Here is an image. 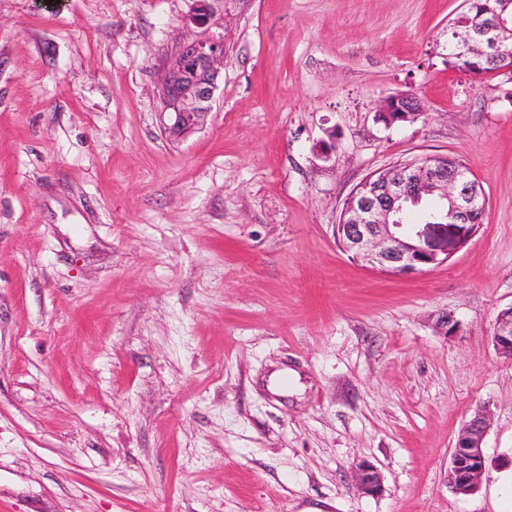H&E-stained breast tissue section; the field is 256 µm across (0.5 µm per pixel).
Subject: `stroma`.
<instances>
[{
  "instance_id": "stroma-1",
  "label": "stroma",
  "mask_w": 512,
  "mask_h": 512,
  "mask_svg": "<svg viewBox=\"0 0 512 512\" xmlns=\"http://www.w3.org/2000/svg\"><path fill=\"white\" fill-rule=\"evenodd\" d=\"M192 7L0 0V512H512V83L449 68L463 0H219L224 77L175 137ZM406 92L420 118L378 122ZM434 155L482 185L476 235L411 276L353 261L350 192ZM492 341L497 353L512 361V306L500 312ZM491 425L488 411L477 408L460 427L448 466V489L455 495H469L480 485L486 471L483 444ZM357 488L364 494L375 495L382 490V481L377 467L368 460H360L352 469Z\"/></svg>"
}]
</instances>
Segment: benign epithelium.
Returning <instances> with one entry per match:
<instances>
[{
    "label": "benign epithelium",
    "instance_id": "benign-epithelium-1",
    "mask_svg": "<svg viewBox=\"0 0 512 512\" xmlns=\"http://www.w3.org/2000/svg\"><path fill=\"white\" fill-rule=\"evenodd\" d=\"M188 21L204 34L183 43L164 67L161 88L165 130L179 136L197 126L210 110L224 69V34L211 31L216 0H194ZM512 0H503L496 25L473 28L460 39L453 57L467 61V75L480 79L499 74L512 81V52L502 46L499 32L512 24ZM421 115L412 94L385 98L377 106V121L390 127ZM477 182L466 167L443 156L409 161L397 174L380 171L360 183L346 200L336 225V237L351 257L393 274H416L448 260L450 251L464 246L480 228L485 210L478 204ZM433 201L449 205L448 224H412L410 214ZM497 353L512 361V306L503 309L493 333ZM491 425L488 411L478 408L460 427L448 466V489L469 495L486 471L483 444ZM352 476L364 494L382 490L377 467L368 460L354 464Z\"/></svg>",
    "mask_w": 512,
    "mask_h": 512
}]
</instances>
